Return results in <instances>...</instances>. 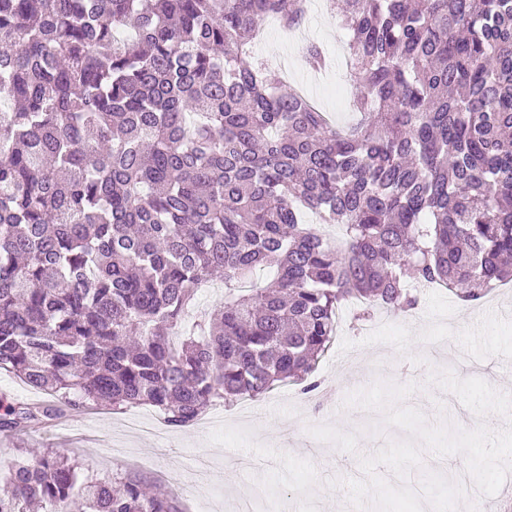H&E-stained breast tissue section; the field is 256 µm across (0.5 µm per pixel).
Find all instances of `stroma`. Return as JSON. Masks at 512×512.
Listing matches in <instances>:
<instances>
[{"label": "stroma", "instance_id": "35a3bbf8", "mask_svg": "<svg viewBox=\"0 0 512 512\" xmlns=\"http://www.w3.org/2000/svg\"><path fill=\"white\" fill-rule=\"evenodd\" d=\"M264 57L275 65L288 62L296 83L311 85L325 106L338 109L341 125L353 123L349 106L356 85L341 82L336 67H329L324 84L312 85L301 46L273 27L267 32ZM455 307L456 314L447 320L455 331L475 325L489 311L512 319V301L500 292L474 302L459 300ZM385 324L405 326L418 335L429 324L426 302L410 311L380 309L371 319L346 316L318 365L321 387L314 400H306L298 386L288 383L259 400L230 406L214 402L196 424L181 429L163 425L160 413L150 406L116 413L73 411L59 424L41 416L12 433H0V474L20 449L53 448L77 460L84 479L129 475L177 498L183 512H282L289 503L297 512H342L347 491L330 488L329 480L361 477L359 456L404 436L396 428L368 432L361 409L343 405L349 393L378 379V364L387 365V379L418 384L407 403L433 424L444 415L457 419L466 408L452 393L429 384L430 368H449L458 377H477L512 393V360L460 358L461 347L453 339L435 348L416 338L405 356L388 344L364 345L367 327ZM418 356L425 357V364H415ZM322 424L357 433V454L308 434V427ZM324 458L329 461L325 468L319 465Z\"/></svg>", "mask_w": 512, "mask_h": 512}]
</instances>
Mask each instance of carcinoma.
<instances>
[{
    "mask_svg": "<svg viewBox=\"0 0 512 512\" xmlns=\"http://www.w3.org/2000/svg\"><path fill=\"white\" fill-rule=\"evenodd\" d=\"M329 2L345 131L250 55L304 0H0V370L45 415L149 405L183 428L290 380L312 394L349 300L366 318L512 281V0ZM217 278L224 301L186 325ZM31 418L8 406L0 431ZM0 480V512H180L48 448Z\"/></svg>",
    "mask_w": 512,
    "mask_h": 512,
    "instance_id": "1",
    "label": "carcinoma"
}]
</instances>
